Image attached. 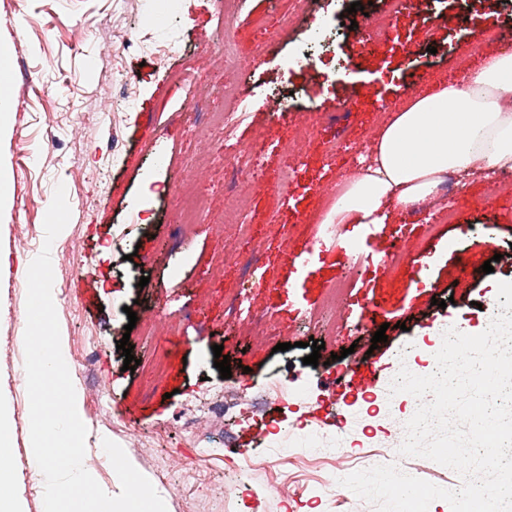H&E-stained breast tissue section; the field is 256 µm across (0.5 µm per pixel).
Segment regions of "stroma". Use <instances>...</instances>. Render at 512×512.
<instances>
[{
  "label": "stroma",
  "instance_id": "35a3bbf8",
  "mask_svg": "<svg viewBox=\"0 0 512 512\" xmlns=\"http://www.w3.org/2000/svg\"><path fill=\"white\" fill-rule=\"evenodd\" d=\"M352 0H313L317 18L336 30L335 59L353 56L364 13L383 14L384 0L350 12ZM148 0H0V77L13 96L0 162L11 175L9 206L0 212V397L11 410L13 466L0 474V494L24 512H44V478L34 467L24 369L27 270L42 249L44 218L57 184L74 202L55 239L53 300L61 341L87 427L85 469L111 495L120 482L103 439L118 443L147 477L167 512H375L337 481L320 495L288 493L281 483L290 438L304 435L324 457L336 438L351 439V471L390 462L399 423L412 409L402 397L393 417H369V396L390 386L403 349L427 373L439 331H485L479 303L512 282V191L494 190L491 177L462 178L416 213L390 209L385 223L341 227L340 244L312 250L318 227L334 204L338 183L351 178L390 113L433 85L461 78L482 57L512 47V0L479 5L462 25L455 0H422L395 20L390 41L362 69L337 70L323 59L316 70L292 64L291 47L310 34L288 23L291 0H242L230 32L222 30L219 0H170L142 28ZM496 28L502 40L467 54L470 29ZM233 38L238 67L227 72L211 49ZM174 41L178 52L160 59L154 44ZM227 81L245 88L247 115L230 137L210 131L224 101L212 93ZM369 85L350 112L338 111L348 86ZM289 92L288 110L273 117L265 93ZM341 130V147L324 144ZM264 136L260 187L247 196L251 226L242 236L224 228V207L240 187L224 175L225 155ZM299 150L290 159L289 146ZM299 167L291 195L274 187L289 161ZM202 197L206 209L190 233L174 217L178 189ZM456 221L442 223L444 209ZM499 225L496 241L482 234ZM223 233H215V226ZM396 240L406 260L382 270L372 254ZM309 253L306 264L292 257ZM258 271H251L250 259ZM426 269H418L417 259ZM494 260L492 273L482 266ZM147 286H140L141 277ZM347 280L341 326L327 337L326 286ZM447 307H438V300ZM380 303L387 341L372 344L362 317ZM159 312L167 327L144 339L128 329V312ZM129 337L139 364L123 368L117 348ZM324 342L323 368L304 364L308 341ZM287 351H278V344ZM232 366L222 378L213 345ZM378 360L383 372L368 390L334 388L344 372V348ZM165 356L163 374L146 362ZM255 386L246 390L242 379ZM284 388L287 401L258 391ZM337 403L340 429L308 421L310 410Z\"/></svg>",
  "mask_w": 512,
  "mask_h": 512
}]
</instances>
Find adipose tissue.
<instances>
[{
    "label": "adipose tissue",
    "mask_w": 512,
    "mask_h": 512,
    "mask_svg": "<svg viewBox=\"0 0 512 512\" xmlns=\"http://www.w3.org/2000/svg\"><path fill=\"white\" fill-rule=\"evenodd\" d=\"M493 169L512 170V55L492 57L394 112L326 221L380 224L390 208L433 197L447 172Z\"/></svg>",
    "instance_id": "1"
}]
</instances>
